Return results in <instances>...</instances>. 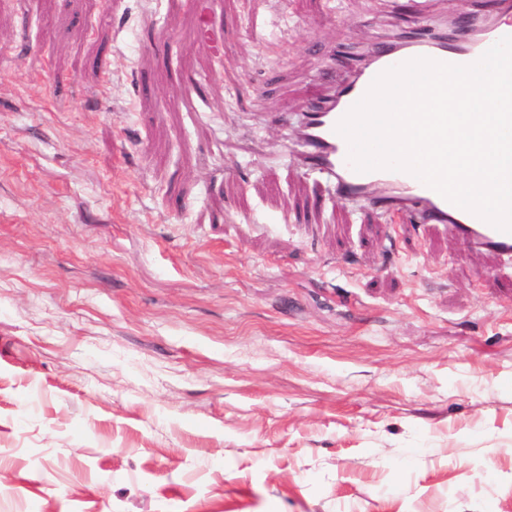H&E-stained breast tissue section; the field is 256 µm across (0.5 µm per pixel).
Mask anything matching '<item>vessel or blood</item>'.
<instances>
[{"label": "vessel or blood", "instance_id": "obj_1", "mask_svg": "<svg viewBox=\"0 0 512 512\" xmlns=\"http://www.w3.org/2000/svg\"><path fill=\"white\" fill-rule=\"evenodd\" d=\"M506 36H512V0H496L492 19L475 25L473 32L453 34L435 21H426L406 32L396 47H381L370 62L351 63L344 81L302 108V149L297 164L322 174L338 195L361 208L376 209L391 220L432 226L470 247L512 257V233L450 203L413 175L385 169L356 171L348 160L347 141L335 130L386 69L416 58L470 65Z\"/></svg>", "mask_w": 512, "mask_h": 512}]
</instances>
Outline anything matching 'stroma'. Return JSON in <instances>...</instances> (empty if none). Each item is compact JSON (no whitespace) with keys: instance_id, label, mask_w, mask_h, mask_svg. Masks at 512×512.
<instances>
[{"instance_id":"obj_1","label":"stroma","mask_w":512,"mask_h":512,"mask_svg":"<svg viewBox=\"0 0 512 512\" xmlns=\"http://www.w3.org/2000/svg\"><path fill=\"white\" fill-rule=\"evenodd\" d=\"M209 8L0 0V512H512V262L292 159L413 0Z\"/></svg>"}]
</instances>
